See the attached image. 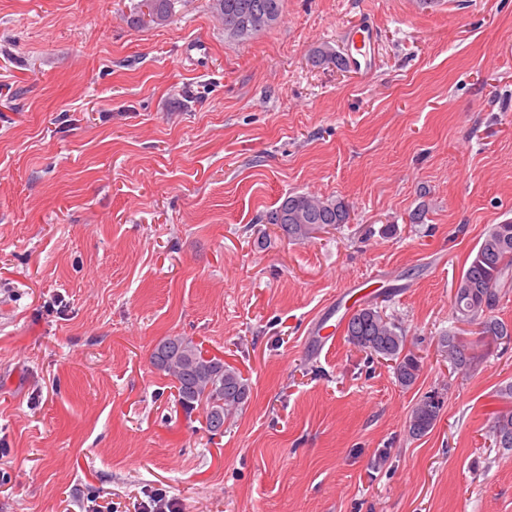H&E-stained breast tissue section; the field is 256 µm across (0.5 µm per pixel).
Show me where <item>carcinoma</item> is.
Segmentation results:
<instances>
[{"label": "carcinoma", "mask_w": 512, "mask_h": 512, "mask_svg": "<svg viewBox=\"0 0 512 512\" xmlns=\"http://www.w3.org/2000/svg\"><path fill=\"white\" fill-rule=\"evenodd\" d=\"M285 0H213V9L224 24V34L242 39L276 27L282 20ZM174 0H139L133 22L167 21ZM290 241H309L326 226L350 221L349 205L342 199L290 193L264 215ZM512 286V221L489 227L477 251L462 272L455 290L456 321L479 326V335L492 341L511 340L512 326L494 315L504 289ZM349 344L371 359L392 362L397 382L414 385L421 361L406 349V330L398 320L373 305L354 310L345 324ZM439 351L457 370L471 368L475 356L470 347L450 332L439 340ZM154 367L172 377L177 403L188 414L201 407L205 428L213 435L224 433V422L247 402L251 387L235 367L216 357H207L188 336H167L152 355ZM444 406L443 393L430 391L412 407L407 431L410 437L427 435ZM495 444L512 450V412L497 417L493 426Z\"/></svg>", "instance_id": "obj_1"}]
</instances>
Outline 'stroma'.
Returning a JSON list of instances; mask_svg holds the SVG:
<instances>
[{"mask_svg":"<svg viewBox=\"0 0 512 512\" xmlns=\"http://www.w3.org/2000/svg\"><path fill=\"white\" fill-rule=\"evenodd\" d=\"M137 2L0 0V512H512L491 434L512 341L454 308L512 221V0H286L244 39L212 0L141 27ZM362 16L372 74L311 65ZM292 192L344 199L349 224H261ZM356 283L404 326L413 386L347 342ZM175 335L250 383L223 434L150 361ZM434 389L441 418L410 438ZM439 351L456 370H468L475 361L470 347L458 339L455 334L445 333L439 340ZM443 393L430 391L412 407L407 431L410 437L420 438L427 435L435 426L444 406Z\"/></svg>","mask_w":512,"mask_h":512,"instance_id":"stroma-1","label":"stroma"}]
</instances>
